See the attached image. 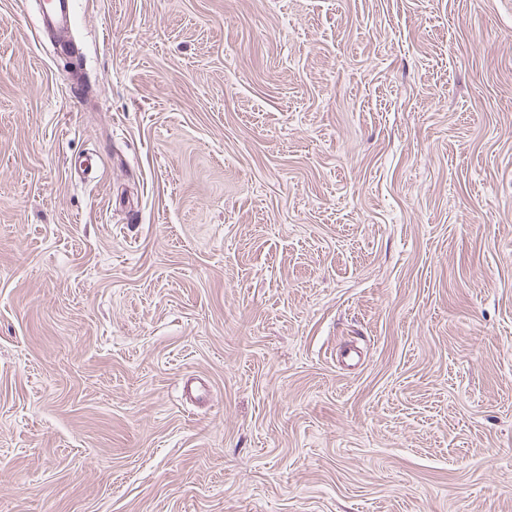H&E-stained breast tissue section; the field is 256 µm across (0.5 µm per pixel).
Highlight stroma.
<instances>
[{
  "label": "stroma",
  "mask_w": 512,
  "mask_h": 512,
  "mask_svg": "<svg viewBox=\"0 0 512 512\" xmlns=\"http://www.w3.org/2000/svg\"><path fill=\"white\" fill-rule=\"evenodd\" d=\"M39 26L0 0V512H512V0Z\"/></svg>",
  "instance_id": "35a3bbf8"
}]
</instances>
